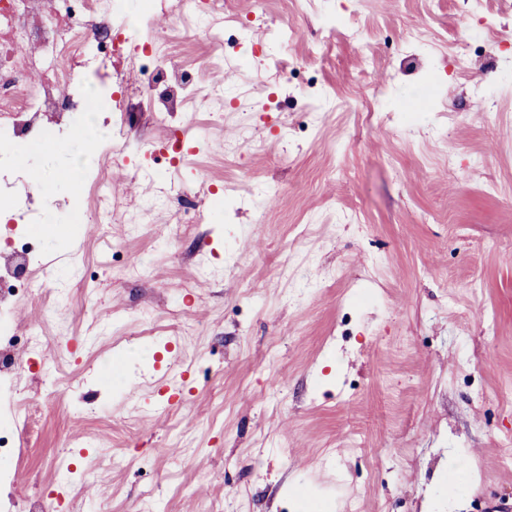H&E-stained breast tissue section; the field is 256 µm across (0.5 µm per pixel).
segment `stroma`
Listing matches in <instances>:
<instances>
[{"label":"stroma","mask_w":512,"mask_h":512,"mask_svg":"<svg viewBox=\"0 0 512 512\" xmlns=\"http://www.w3.org/2000/svg\"><path fill=\"white\" fill-rule=\"evenodd\" d=\"M226 6L264 18L258 42L300 29L287 53L336 108L262 89L275 67L245 53L205 81L250 104L216 129L198 114L213 148L183 171L232 197L220 221L54 225V255L152 263L15 307L16 335L43 332L16 351L37 427L0 494L13 512H512V0ZM119 352L120 386L98 387ZM455 449L476 478L451 501Z\"/></svg>","instance_id":"1"}]
</instances>
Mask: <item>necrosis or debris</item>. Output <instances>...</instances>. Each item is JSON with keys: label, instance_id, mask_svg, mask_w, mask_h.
<instances>
[{"label": "necrosis or debris", "instance_id": "necrosis-or-debris-1", "mask_svg": "<svg viewBox=\"0 0 512 512\" xmlns=\"http://www.w3.org/2000/svg\"><path fill=\"white\" fill-rule=\"evenodd\" d=\"M158 13L171 19L172 31L151 29ZM255 26L252 16L227 15L225 0H0V210L17 221L8 253L0 254V385L10 386L20 371L5 354L16 340L9 322L14 307L27 298L61 299L54 287L59 268L26 225L53 223L58 212L81 224L90 211L102 225L117 218L140 223L147 204L104 184L111 161L126 164L133 181L160 172L158 204L176 199L183 208L179 223H198L196 194L171 158L190 140L184 115L205 111L208 100L224 96L223 89L204 88L205 71L236 63ZM200 33L208 36L210 53L186 63L181 48ZM136 110L169 137L149 150L147 162L130 164L129 149L141 144ZM91 126L105 132L106 143L73 169L68 205L35 200L17 154L32 143L52 150Z\"/></svg>", "mask_w": 512, "mask_h": 512}]
</instances>
